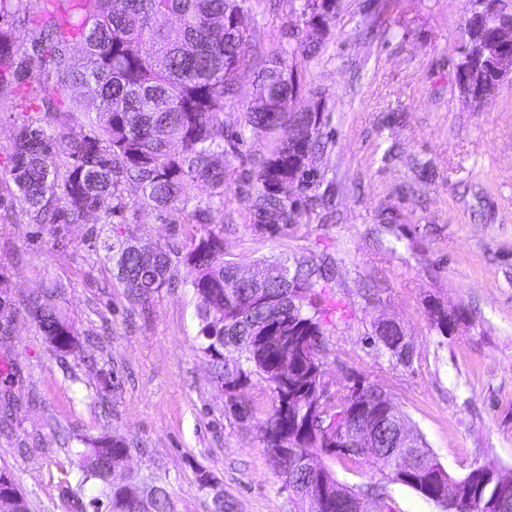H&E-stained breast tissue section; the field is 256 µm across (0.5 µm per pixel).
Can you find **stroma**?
<instances>
[{
  "label": "stroma",
  "instance_id": "35a3bbf8",
  "mask_svg": "<svg viewBox=\"0 0 512 512\" xmlns=\"http://www.w3.org/2000/svg\"><path fill=\"white\" fill-rule=\"evenodd\" d=\"M248 67L224 110L218 140L240 133L212 227L224 257L249 268L263 258L330 253L331 291L350 315L327 326L325 367L333 378L384 385L394 404L451 475L496 462L512 474V79L477 107L460 97L454 62L473 0H342L328 19L323 49L298 48L295 0H247ZM279 57L297 73L295 110L322 108L326 147L313 153L305 195L329 193L331 219L306 208L298 223L260 224L248 201L255 163L274 135L244 122L254 74ZM29 103L0 110V195H6L13 130ZM101 224L38 225L0 206V289L23 298L61 289L60 304L87 358H58L25 311L10 349L20 381L0 468L10 469L31 512H70L80 434L107 431L131 444L125 471L163 481L171 512H206L213 474L236 512H297L271 468L259 418L236 419L197 351L190 288L162 289L148 302L127 296L111 264L98 260ZM189 246V227L140 212L112 237ZM460 309L452 335L429 326L433 304ZM400 324L410 364H393L367 337L378 319Z\"/></svg>",
  "mask_w": 512,
  "mask_h": 512
}]
</instances>
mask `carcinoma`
<instances>
[{
  "mask_svg": "<svg viewBox=\"0 0 512 512\" xmlns=\"http://www.w3.org/2000/svg\"><path fill=\"white\" fill-rule=\"evenodd\" d=\"M82 0H0V22L19 17L31 36L22 42L0 28V108L4 97L19 88L32 98L51 89L57 94L46 109L24 113L10 142V206L20 207L38 224H78L96 213L102 224L125 218L131 208L159 215L180 213L187 224L203 227L191 238L184 255L168 245H154L146 261L137 238L101 239L102 258L133 302L144 303L178 281L192 288L196 299L197 349L213 368L215 388L227 394L231 413L240 419L256 414L248 390L257 379L271 400L262 423L276 427L285 442L298 448L293 458L271 446L266 453L286 490L302 512H359L362 487L338 478L324 462L317 472L300 465L309 453L342 460L354 467L367 462L381 475L375 497L383 512H392L386 497L389 483L407 486L444 505V499H466L472 512L499 497L493 477L499 467L487 463L461 477L423 474L421 459L430 455L422 436L411 430L404 412L383 387L368 385L355 394L339 385L322 398L319 375L325 365V327L344 319V310L326 295L336 279L335 259L327 253L293 259L262 260L250 279L238 275L224 259L223 235L209 227L215 199L224 198L229 157L236 144L215 139L213 128L224 123V107L233 97L235 75L249 62L246 0H95L94 12L82 13ZM336 15L340 0H300L306 31L300 50L314 55L323 33L311 26L316 3ZM181 20L172 37L169 18ZM493 39L490 28L461 27L456 68L468 70ZM79 42L80 53L71 44ZM294 71L276 59L258 74L245 123L276 135L270 154L255 166L256 195L252 207L260 224H296L300 211L295 194L310 178L297 168L298 152L309 154L321 144L323 112H302L288 124L289 76ZM84 88L87 94H67ZM190 181L207 183L213 197L202 202L190 196ZM133 184L137 199L126 200ZM65 199L66 206L56 201ZM185 277L178 278L180 268ZM287 269L293 280L276 277ZM59 290L47 288L21 302L0 290V342L12 336L13 311L21 305L57 357L81 358L84 344L73 322L58 304ZM372 337L391 361L413 358L407 336L376 322ZM16 375L0 377V411L15 406ZM364 426L375 439L352 452H330L327 426L336 416ZM78 488L88 483L97 493L73 498L75 512H170L167 490L154 487L142 501L112 488V471L130 453L128 442L109 433L82 437Z\"/></svg>",
  "mask_w": 512,
  "mask_h": 512,
  "instance_id": "carcinoma-1",
  "label": "carcinoma"
}]
</instances>
